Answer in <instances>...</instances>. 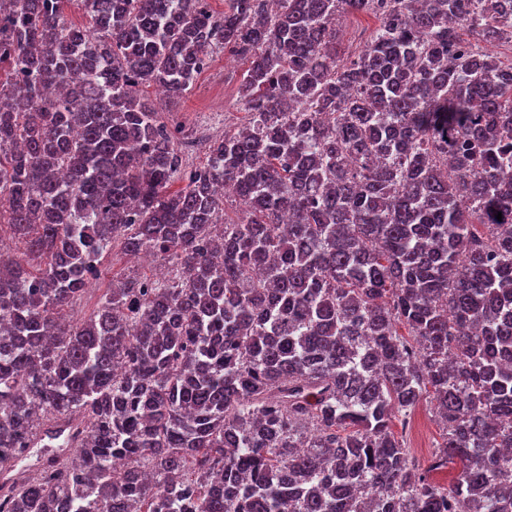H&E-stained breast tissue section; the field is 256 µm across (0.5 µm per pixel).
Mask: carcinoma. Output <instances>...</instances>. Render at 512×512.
Here are the masks:
<instances>
[{
  "label": "carcinoma",
  "instance_id": "cac0c4a2",
  "mask_svg": "<svg viewBox=\"0 0 512 512\" xmlns=\"http://www.w3.org/2000/svg\"><path fill=\"white\" fill-rule=\"evenodd\" d=\"M345 12L377 25L342 58ZM0 15V512H512V0ZM227 48L246 122L188 170L146 88ZM117 244L170 277L74 320ZM423 399L425 470L392 432ZM57 426L72 456L20 466Z\"/></svg>",
  "mask_w": 512,
  "mask_h": 512
}]
</instances>
